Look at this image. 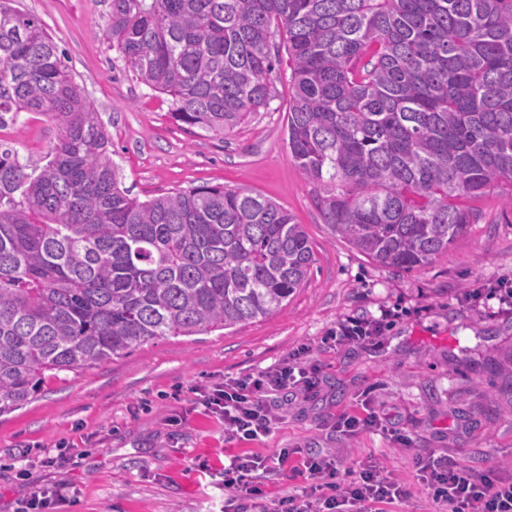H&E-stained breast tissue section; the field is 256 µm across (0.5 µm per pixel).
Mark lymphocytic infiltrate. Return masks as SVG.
Returning <instances> with one entry per match:
<instances>
[{
	"mask_svg": "<svg viewBox=\"0 0 512 512\" xmlns=\"http://www.w3.org/2000/svg\"><path fill=\"white\" fill-rule=\"evenodd\" d=\"M315 378L300 362L285 361L255 375L196 389V405L224 423L230 438L253 441L271 430L272 406L278 394L314 386ZM419 477L435 512H512V480L492 473L476 475L443 459L416 458ZM311 482L302 493L274 500L270 512H388L408 496L404 486L375 463L344 469L328 454L293 457L281 450L276 460L258 455H232L224 464V512H247L263 491L255 480L284 465Z\"/></svg>",
	"mask_w": 512,
	"mask_h": 512,
	"instance_id": "1",
	"label": "lymphocytic infiltrate"
}]
</instances>
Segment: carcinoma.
I'll use <instances>...</instances> for the list:
<instances>
[{"instance_id": "cac0c4a2", "label": "carcinoma", "mask_w": 512, "mask_h": 512, "mask_svg": "<svg viewBox=\"0 0 512 512\" xmlns=\"http://www.w3.org/2000/svg\"><path fill=\"white\" fill-rule=\"evenodd\" d=\"M0 0V127L59 135L42 170L0 149V415L45 373L266 317L314 264L276 203L201 185L139 201L34 15ZM105 35L170 117L229 135L272 100L288 44V151L333 233L376 264L430 263L512 205V0H112Z\"/></svg>"}]
</instances>
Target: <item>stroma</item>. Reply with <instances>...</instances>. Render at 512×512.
I'll use <instances>...</instances> for the list:
<instances>
[{
    "instance_id": "obj_1",
    "label": "stroma",
    "mask_w": 512,
    "mask_h": 512,
    "mask_svg": "<svg viewBox=\"0 0 512 512\" xmlns=\"http://www.w3.org/2000/svg\"><path fill=\"white\" fill-rule=\"evenodd\" d=\"M19 3L64 50L131 196L144 201L199 185L250 191L303 224L315 262L271 316L152 340L46 376L28 404L0 416V512H16L36 486L58 490L54 512H222L225 457L274 458L283 448L334 451L348 466L381 461L413 485L397 512L431 508L412 482L416 451L477 475L495 465L499 477L512 478V391L501 377L512 370V312L470 298L512 285V207L487 193L472 202L478 223L447 252L411 271L381 267L332 234L288 153V68L275 74L268 108L230 135L207 133L173 122L170 96L127 72L104 36L110 0ZM58 134L50 119L23 112L0 128V143L21 164L41 167ZM350 316L380 320L379 335L338 337ZM292 356L316 371L317 383L281 399L268 435L229 440L222 422L193 411L194 389ZM369 411L388 431H337L341 415ZM182 412L187 420L173 423Z\"/></svg>"
}]
</instances>
